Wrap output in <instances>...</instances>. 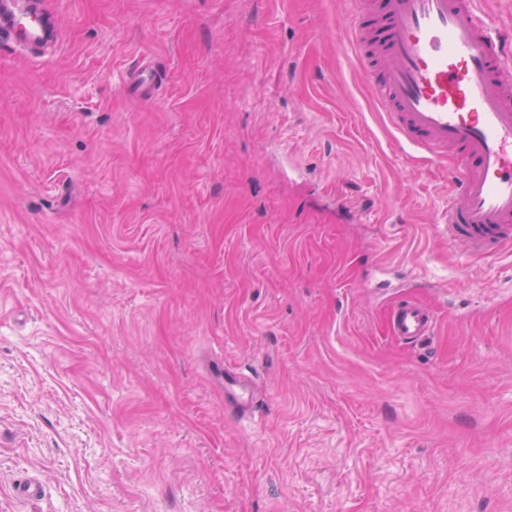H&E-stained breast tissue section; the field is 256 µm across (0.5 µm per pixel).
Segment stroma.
I'll return each instance as SVG.
<instances>
[{
	"label": "stroma",
	"instance_id": "1",
	"mask_svg": "<svg viewBox=\"0 0 512 512\" xmlns=\"http://www.w3.org/2000/svg\"><path fill=\"white\" fill-rule=\"evenodd\" d=\"M61 9L0 46V512H512V255L449 245L344 0ZM154 76L149 65L141 64L128 74L125 88L130 89L139 97L149 100L153 96ZM435 324L430 309L417 301L403 300L390 313L388 331L400 341L423 342L434 334ZM224 374V408L242 417H251L254 409V399L251 393V383L247 375L237 369L224 366L220 372Z\"/></svg>",
	"mask_w": 512,
	"mask_h": 512
}]
</instances>
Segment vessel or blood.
<instances>
[{"mask_svg": "<svg viewBox=\"0 0 512 512\" xmlns=\"http://www.w3.org/2000/svg\"><path fill=\"white\" fill-rule=\"evenodd\" d=\"M45 9L32 0H0V43L20 50L42 38ZM352 48L375 78L372 95L402 149H422L436 164L455 159L448 200V242L474 256L512 254V41L492 26L479 0H376L360 18ZM126 86L153 96L148 65ZM436 318L414 300L391 312V336L423 342ZM224 408L249 417L247 375L224 368Z\"/></svg>", "mask_w": 512, "mask_h": 512, "instance_id": "b4317fda", "label": "vessel or blood"}]
</instances>
